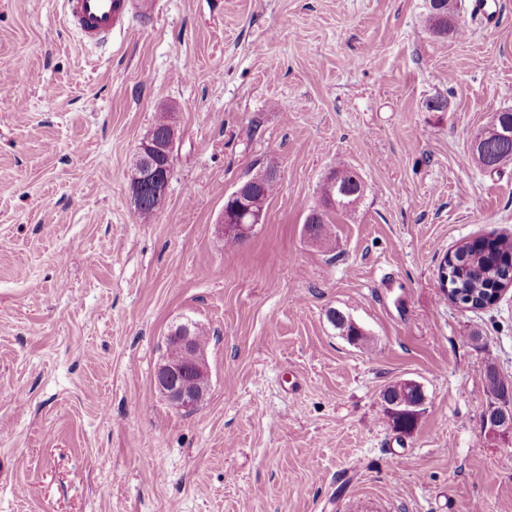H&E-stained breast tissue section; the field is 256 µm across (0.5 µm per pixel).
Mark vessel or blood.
Wrapping results in <instances>:
<instances>
[{
  "instance_id": "vessel-or-blood-1",
  "label": "vessel or blood",
  "mask_w": 512,
  "mask_h": 512,
  "mask_svg": "<svg viewBox=\"0 0 512 512\" xmlns=\"http://www.w3.org/2000/svg\"><path fill=\"white\" fill-rule=\"evenodd\" d=\"M130 5L129 0H63V26L84 41L100 42L123 26Z\"/></svg>"
}]
</instances>
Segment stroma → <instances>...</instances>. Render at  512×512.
<instances>
[{
    "mask_svg": "<svg viewBox=\"0 0 512 512\" xmlns=\"http://www.w3.org/2000/svg\"><path fill=\"white\" fill-rule=\"evenodd\" d=\"M458 5L446 37L428 0H156L91 45L62 0H0V512H512V439L482 428L512 287L465 310L438 278L512 234V168L470 160L512 109V0ZM165 108L144 222L131 167ZM339 165L366 193L329 251L303 226ZM268 167L263 223L226 247L225 198ZM187 321L209 334L191 413L154 386ZM401 379L427 396L408 435L379 399ZM176 143V130L174 123L169 120L165 139L160 141L153 138L152 134H147L141 142L139 152L137 153L132 165L133 179L139 183L149 182L154 185L156 192V207L160 208L166 194L168 182L173 170V150ZM157 160L160 164V174L156 173ZM153 191L150 185H146L142 193V204L139 207L138 190L134 196V206L139 217L143 221L152 220L158 209L152 200ZM139 207V208H138ZM327 316L331 325L339 330L342 335L344 330L348 329L349 336H354L355 344H366L369 341L366 331L358 326L345 312L331 309L328 311Z\"/></svg>",
    "mask_w": 512,
    "mask_h": 512,
    "instance_id": "35a3bbf8",
    "label": "stroma"
}]
</instances>
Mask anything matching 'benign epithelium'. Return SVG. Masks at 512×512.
Masks as SVG:
<instances>
[{"label":"benign epithelium","instance_id":"obj_1","mask_svg":"<svg viewBox=\"0 0 512 512\" xmlns=\"http://www.w3.org/2000/svg\"><path fill=\"white\" fill-rule=\"evenodd\" d=\"M176 143L174 123L167 126L166 137L160 141L148 134L141 142L132 165L133 179L138 183L149 182L156 192V207H161L168 182L173 170V150ZM265 203L262 199L244 201L238 214L222 213L221 232L245 240L253 227L263 223ZM177 347L193 353V375H186L179 365L166 362L158 366L154 383L158 391L175 408L180 410L195 409L201 403L206 388L198 379L208 375L206 352L197 345V339L186 327L179 334L171 336ZM484 431L489 435L505 436L512 434V406L499 402L492 403L482 419Z\"/></svg>","mask_w":512,"mask_h":512}]
</instances>
